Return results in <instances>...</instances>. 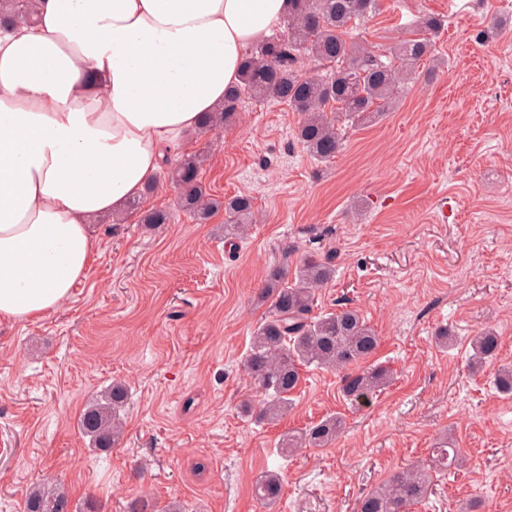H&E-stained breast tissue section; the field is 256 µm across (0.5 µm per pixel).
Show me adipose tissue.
<instances>
[{
    "label": "adipose tissue",
    "instance_id": "adipose-tissue-1",
    "mask_svg": "<svg viewBox=\"0 0 512 512\" xmlns=\"http://www.w3.org/2000/svg\"><path fill=\"white\" fill-rule=\"evenodd\" d=\"M288 0H39L0 36V320H41L85 277L99 217L155 181L224 103Z\"/></svg>",
    "mask_w": 512,
    "mask_h": 512
}]
</instances>
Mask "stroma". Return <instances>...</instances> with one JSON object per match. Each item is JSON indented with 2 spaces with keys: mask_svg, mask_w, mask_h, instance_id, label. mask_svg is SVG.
Returning a JSON list of instances; mask_svg holds the SVG:
<instances>
[{
  "mask_svg": "<svg viewBox=\"0 0 512 512\" xmlns=\"http://www.w3.org/2000/svg\"><path fill=\"white\" fill-rule=\"evenodd\" d=\"M426 15L444 22L432 59L334 159L309 155L288 105L247 96L238 122L184 136L180 153L207 157L210 193L252 197L245 240L225 239L220 213L191 223L159 180L143 205L171 223H94L100 250L71 297L40 321L0 322V512H27L44 486L69 512L141 498L169 512H356L449 434L464 465L412 512H512V395L494 386L512 366V0H380L353 37L386 48ZM330 248L336 278L317 308L366 316L390 385L353 405L336 372L310 367L286 417L245 415L244 398L262 399L242 366L265 318L258 288L271 266ZM484 328L501 345L475 373ZM116 382L123 435L101 450L80 418ZM336 414L335 445L279 455L283 435ZM268 471L283 479L269 509L250 492Z\"/></svg>",
  "mask_w": 512,
  "mask_h": 512,
  "instance_id": "35a3bbf8",
  "label": "stroma"
}]
</instances>
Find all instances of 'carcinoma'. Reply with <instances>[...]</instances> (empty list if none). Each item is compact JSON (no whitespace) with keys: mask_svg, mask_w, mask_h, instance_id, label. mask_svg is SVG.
I'll list each match as a JSON object with an SVG mask.
<instances>
[{"mask_svg":"<svg viewBox=\"0 0 512 512\" xmlns=\"http://www.w3.org/2000/svg\"><path fill=\"white\" fill-rule=\"evenodd\" d=\"M38 0H0L3 16L30 21ZM378 10V0H290L285 31L271 36L247 52L240 64L239 82L226 94L224 106L204 117L202 130L210 131L237 119L244 94L261 101L288 105L300 115L297 139L320 162L336 157L345 127L369 123L396 101L399 84L415 77L418 63L432 54L433 38L442 26L435 16L422 17L414 37L401 39L379 53L352 40L350 30ZM310 58L323 72L300 73L301 62ZM205 158L184 154L166 172L176 192L178 210L198 224L224 211V237L243 239L254 217L253 199L235 195L224 200L212 197L202 184ZM127 211L140 213L143 224H167L172 213L163 208L142 209V201H128ZM335 254L303 258L293 280L288 270L272 267L258 289V303L267 306L263 322L252 334L243 368L254 388L264 394L259 408L245 400L241 409L258 419L274 422L288 413L298 389L302 369L315 366L342 372L343 399L363 404L391 382L392 374L368 364L379 348L380 338L356 308L314 313L316 291L336 275ZM500 336L484 330L471 338L473 365L481 368L496 358ZM124 389L112 386L111 402L92 403L82 415L84 434L95 445L108 449L118 440L120 420L116 408ZM344 428L343 418L328 416L282 439V449L292 454L301 448H326ZM461 455L450 439L442 442L429 461L393 473L383 484L365 493L356 512H410L432 493L434 478L460 466ZM281 476L268 471L253 485V495L263 506H272L281 491ZM68 501L50 491L30 498L29 512H68Z\"/></svg>","mask_w":512,"mask_h":512,"instance_id":"carcinoma-1","label":"carcinoma"}]
</instances>
